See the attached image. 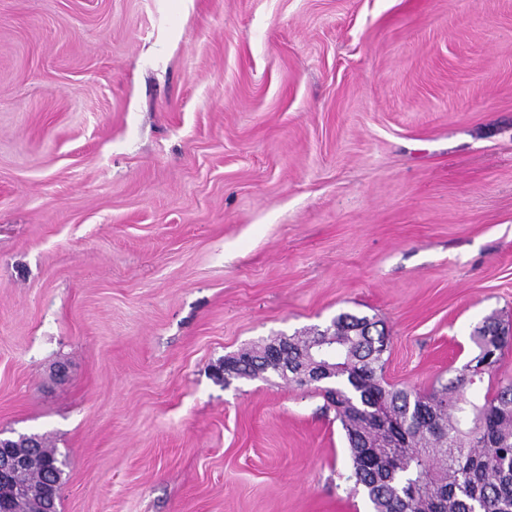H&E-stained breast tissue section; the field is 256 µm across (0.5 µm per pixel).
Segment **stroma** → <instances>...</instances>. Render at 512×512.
<instances>
[{"label": "stroma", "mask_w": 512, "mask_h": 512, "mask_svg": "<svg viewBox=\"0 0 512 512\" xmlns=\"http://www.w3.org/2000/svg\"><path fill=\"white\" fill-rule=\"evenodd\" d=\"M349 312L427 392L512 325V0H0V435L58 512H370L310 387Z\"/></svg>", "instance_id": "1"}]
</instances>
